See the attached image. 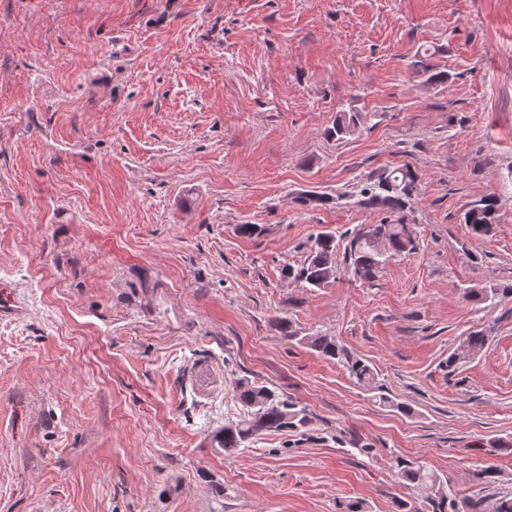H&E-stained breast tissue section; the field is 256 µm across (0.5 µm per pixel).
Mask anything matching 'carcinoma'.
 Here are the masks:
<instances>
[{"mask_svg":"<svg viewBox=\"0 0 512 512\" xmlns=\"http://www.w3.org/2000/svg\"><path fill=\"white\" fill-rule=\"evenodd\" d=\"M360 115L342 112L330 129L333 137H342L358 128ZM415 182L414 173L406 169H394L380 180L366 184L362 194L367 201L381 205L391 211L405 206L404 197ZM496 201L485 197L470 206L464 216L470 233L476 237L489 235L496 224ZM416 247L409 225L403 220L385 224H369L349 236L344 247L345 271L360 280L374 279L381 269L394 257ZM338 272L336 265V241L330 234L318 235L310 249L308 260L300 267H284V275L302 284L305 288H323ZM487 336L474 331L462 340L461 350L473 353L481 350ZM305 343L323 356L337 359L347 370L349 377L361 388L376 393L379 402L409 414L411 408L391 400L378 385V373L367 362L344 352L336 338L327 335L303 336ZM236 399L240 414L235 421L224 424L211 435V443L228 454L244 453L250 449L253 439L264 432L305 433L312 425L309 411L297 402L265 385L239 381ZM394 468L408 485L429 490L431 512H483L484 497L459 498L448 481L439 477L424 463L398 457Z\"/></svg>","mask_w":512,"mask_h":512,"instance_id":"1","label":"carcinoma"}]
</instances>
